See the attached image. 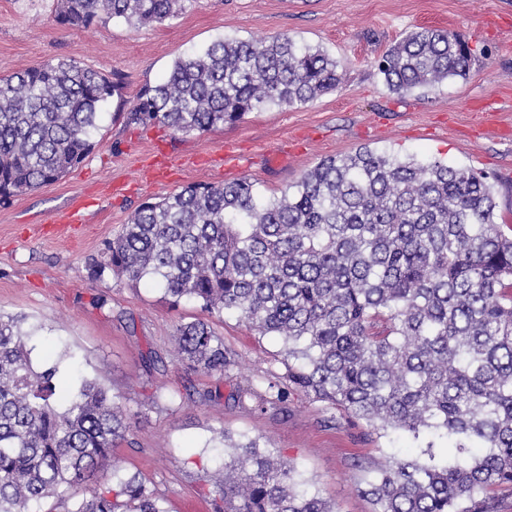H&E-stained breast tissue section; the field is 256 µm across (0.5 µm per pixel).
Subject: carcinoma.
Wrapping results in <instances>:
<instances>
[{
    "mask_svg": "<svg viewBox=\"0 0 512 512\" xmlns=\"http://www.w3.org/2000/svg\"><path fill=\"white\" fill-rule=\"evenodd\" d=\"M180 0H61L72 27L161 23ZM468 45L419 27L377 62L395 93L465 77ZM341 81L338 62L286 34L219 39L144 88L128 121L174 134L216 130L271 106L305 104ZM121 83L73 59L0 77V201L59 180L94 148L100 108ZM487 177L439 159L366 147L323 159L281 196L254 184L191 185L144 203L93 273L151 277L179 301L237 312L281 337L288 372L241 391L260 405L293 390L376 430L428 437L389 457L364 494L375 512H490L512 488V224L495 222ZM20 319L0 314V512L56 500L64 512H168L112 464L127 432L121 397L82 380L61 387L33 366ZM180 360L207 374L236 366L203 321L179 326ZM446 439L441 453L436 441ZM215 512H333L298 467L255 439L223 436ZM112 474V484L100 479Z\"/></svg>",
    "mask_w": 512,
    "mask_h": 512,
    "instance_id": "1",
    "label": "carcinoma"
}]
</instances>
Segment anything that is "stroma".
I'll use <instances>...</instances> for the list:
<instances>
[{"mask_svg":"<svg viewBox=\"0 0 512 512\" xmlns=\"http://www.w3.org/2000/svg\"><path fill=\"white\" fill-rule=\"evenodd\" d=\"M58 11V0H0V76L72 58L122 89L103 107L83 162L0 203V312L22 318L35 366L58 363L66 385L82 375L121 396L130 430L112 461L150 482L168 512H214L208 488L224 432L296 464L333 512H373L362 492L368 472L390 456L416 455V442L349 421L301 392L259 407L240 392L267 370L285 373L279 338L258 335L236 313L173 301L154 279L99 276L92 264L143 203L241 178L268 200L323 158L364 146L487 174L496 221L512 224V48L501 40L512 32V0H187L161 23L111 19L79 29L61 24ZM422 26L465 40L470 69L396 94L375 61ZM278 34L336 58L338 87L201 134L127 123L140 90L161 82L175 60L220 38ZM198 319L238 359L224 375L176 359L177 327Z\"/></svg>","mask_w":512,"mask_h":512,"instance_id":"35a3bbf8","label":"stroma"}]
</instances>
